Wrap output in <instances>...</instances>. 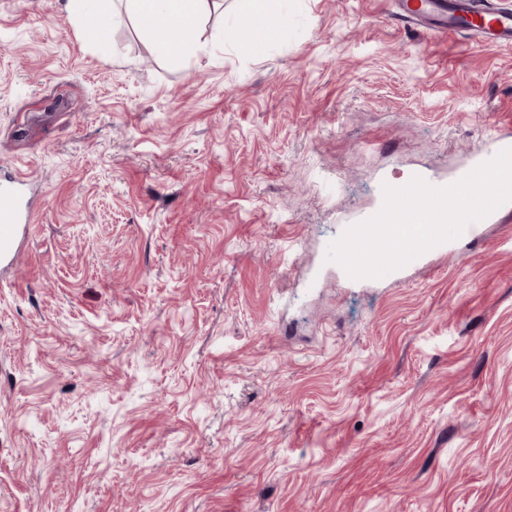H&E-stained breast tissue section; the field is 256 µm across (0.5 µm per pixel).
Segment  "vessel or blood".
Segmentation results:
<instances>
[{
  "label": "vessel or blood",
  "instance_id": "b4317fda",
  "mask_svg": "<svg viewBox=\"0 0 512 512\" xmlns=\"http://www.w3.org/2000/svg\"><path fill=\"white\" fill-rule=\"evenodd\" d=\"M394 22L436 37L466 36L477 46H512V7L490 0H393ZM22 176L0 179V262L13 261L20 233L33 221Z\"/></svg>",
  "mask_w": 512,
  "mask_h": 512
}]
</instances>
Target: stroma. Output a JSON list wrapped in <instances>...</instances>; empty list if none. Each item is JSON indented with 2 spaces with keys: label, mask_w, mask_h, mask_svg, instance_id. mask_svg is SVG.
I'll return each instance as SVG.
<instances>
[{
  "label": "stroma",
  "mask_w": 512,
  "mask_h": 512,
  "mask_svg": "<svg viewBox=\"0 0 512 512\" xmlns=\"http://www.w3.org/2000/svg\"><path fill=\"white\" fill-rule=\"evenodd\" d=\"M189 64L0 0V512H512V221L350 281L382 180L512 137V48L281 0ZM275 0H245L242 12L235 19V41L241 49L250 50L254 42L264 35L265 22L274 8ZM246 29L252 31L250 39ZM19 175L0 179V263L14 260L20 233L33 221V208L21 191L24 177Z\"/></svg>",
  "instance_id": "obj_1"
}]
</instances>
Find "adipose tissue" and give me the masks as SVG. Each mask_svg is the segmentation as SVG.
Segmentation results:
<instances>
[{
  "mask_svg": "<svg viewBox=\"0 0 512 512\" xmlns=\"http://www.w3.org/2000/svg\"><path fill=\"white\" fill-rule=\"evenodd\" d=\"M274 3L275 0H245L241 13L235 19L238 47L251 48L254 39L263 36L265 22ZM214 6V0H125L129 16L148 24L152 48L162 56L188 53L196 44L201 21ZM174 24L181 30L176 37L169 32Z\"/></svg>",
  "mask_w": 512,
  "mask_h": 512,
  "instance_id": "obj_1",
  "label": "adipose tissue"
}]
</instances>
